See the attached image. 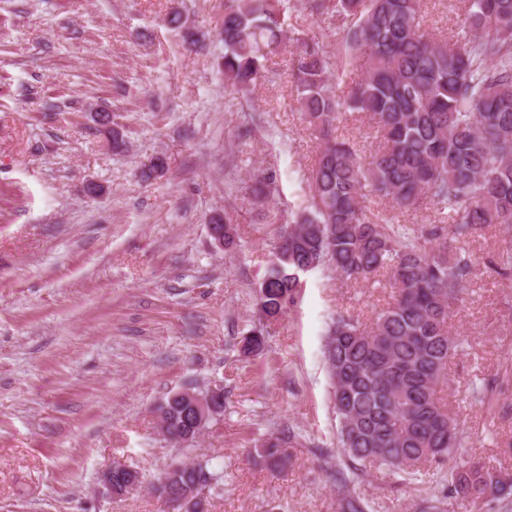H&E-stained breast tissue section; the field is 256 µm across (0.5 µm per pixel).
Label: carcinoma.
<instances>
[{
	"mask_svg": "<svg viewBox=\"0 0 512 512\" xmlns=\"http://www.w3.org/2000/svg\"><path fill=\"white\" fill-rule=\"evenodd\" d=\"M468 35L446 39L422 24L421 0H307L311 17L330 14L345 28L332 34L288 23L285 0H224V90L249 91L268 78L267 62L288 46V72L302 120L319 141L308 199L277 234L256 286L260 317L280 320L303 288L302 276L329 267L345 280L389 274L392 302L366 326L347 312L330 318L323 357L333 384L337 451L350 470L336 484V512H370L349 484L371 472L408 480L425 468L448 482L447 493L427 498L418 512L507 499L512 480L501 470L458 457L462 433L456 414L439 396L448 367L462 347L449 320L462 301L473 266L463 243L485 226L512 228V0H466ZM168 23L189 45L204 33L187 29L177 11ZM362 60L363 74L344 97L335 85ZM380 133L369 158L338 133L347 113ZM276 188L272 173L254 178L259 210ZM389 203L416 212L431 205L438 223L420 231L390 224L371 208ZM212 230L235 244L233 218ZM261 331L241 341L239 355L256 356ZM188 403L175 394L158 407L161 427L179 447L194 446ZM293 431L271 437L260 456L275 467L288 462ZM180 484L201 478L222 491V472L206 463L178 462Z\"/></svg>",
	"mask_w": 512,
	"mask_h": 512,
	"instance_id": "obj_1",
	"label": "carcinoma"
}]
</instances>
